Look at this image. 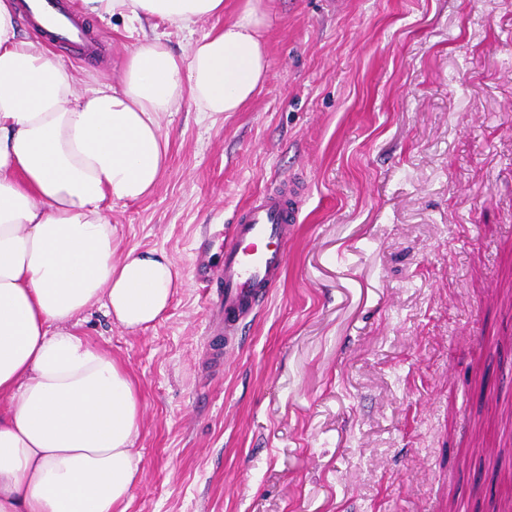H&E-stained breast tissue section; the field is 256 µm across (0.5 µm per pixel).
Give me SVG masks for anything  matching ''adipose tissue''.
Wrapping results in <instances>:
<instances>
[{
  "label": "adipose tissue",
  "mask_w": 512,
  "mask_h": 512,
  "mask_svg": "<svg viewBox=\"0 0 512 512\" xmlns=\"http://www.w3.org/2000/svg\"><path fill=\"white\" fill-rule=\"evenodd\" d=\"M83 15L179 29L224 0H81ZM0 0V512H126L140 401L82 328L93 309L135 331L181 285L158 250L115 260L113 202L150 196L168 162L161 118L183 100L240 111L270 77L263 0L177 54L144 38L116 83L78 88L66 62Z\"/></svg>",
  "instance_id": "adipose-tissue-1"
}]
</instances>
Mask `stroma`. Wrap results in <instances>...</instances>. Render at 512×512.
Wrapping results in <instances>:
<instances>
[{"mask_svg": "<svg viewBox=\"0 0 512 512\" xmlns=\"http://www.w3.org/2000/svg\"><path fill=\"white\" fill-rule=\"evenodd\" d=\"M243 0L185 31L187 52ZM271 76L238 112L168 113L155 191L116 202L129 249L184 285L147 329L90 342L141 403L127 512H490L512 470V0H265ZM53 44L78 87L141 40L86 18ZM306 193L281 282L224 340V237L275 183Z\"/></svg>", "mask_w": 512, "mask_h": 512, "instance_id": "obj_1", "label": "stroma"}]
</instances>
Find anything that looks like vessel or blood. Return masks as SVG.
<instances>
[{
    "instance_id": "obj_1",
    "label": "vessel or blood",
    "mask_w": 512,
    "mask_h": 512,
    "mask_svg": "<svg viewBox=\"0 0 512 512\" xmlns=\"http://www.w3.org/2000/svg\"><path fill=\"white\" fill-rule=\"evenodd\" d=\"M39 31L52 41L80 47L92 54L95 41L74 10H60L55 0H33L30 9ZM301 209L293 183L263 192L242 208L224 242V333L234 335L239 322L267 299L287 263L290 225L299 223Z\"/></svg>"
}]
</instances>
